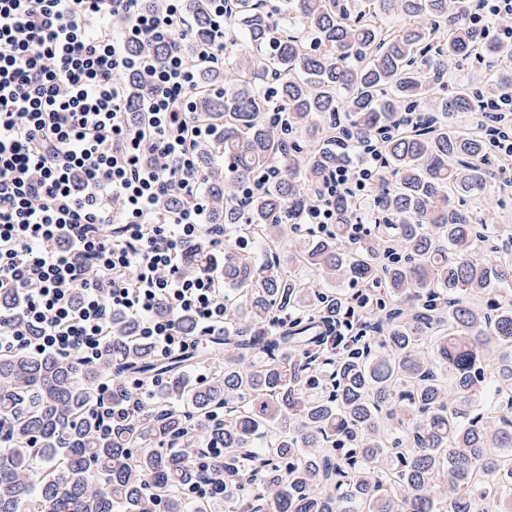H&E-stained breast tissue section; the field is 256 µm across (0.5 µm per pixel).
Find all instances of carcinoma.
Wrapping results in <instances>:
<instances>
[{
	"label": "carcinoma",
	"mask_w": 512,
	"mask_h": 512,
	"mask_svg": "<svg viewBox=\"0 0 512 512\" xmlns=\"http://www.w3.org/2000/svg\"><path fill=\"white\" fill-rule=\"evenodd\" d=\"M186 8L190 52L213 29L202 0ZM470 11L230 2L224 64L193 96L217 132L198 158L224 254L201 242L186 264L223 280L224 335L162 359L113 313L95 363L0 354V512H512V225L467 205L490 200V152L463 122L479 111L475 55L503 62L486 93L506 94L512 45ZM121 80L135 116L143 84ZM377 139L373 204L336 194L333 233L295 246L285 215ZM243 235L263 259L237 249ZM306 270L352 288L314 294ZM131 378L163 384L103 431L102 405L137 398ZM219 480L224 496H191Z\"/></svg>",
	"instance_id": "obj_1"
}]
</instances>
